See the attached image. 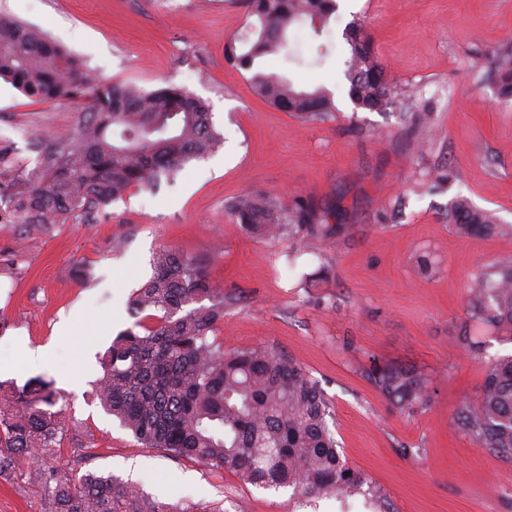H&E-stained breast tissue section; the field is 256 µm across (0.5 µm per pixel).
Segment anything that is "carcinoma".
<instances>
[{"label": "carcinoma", "instance_id": "cac0c4a2", "mask_svg": "<svg viewBox=\"0 0 512 512\" xmlns=\"http://www.w3.org/2000/svg\"><path fill=\"white\" fill-rule=\"evenodd\" d=\"M258 20L256 37L224 45V60L251 73L254 92L266 102L308 121L331 119L336 106L323 87L305 88L255 64L279 54L288 33L306 20L315 32L330 25L337 0H247ZM344 80L354 108L381 112L406 105L377 60L361 19L347 23ZM504 95H512V54L496 71ZM0 79L28 97L85 102L76 139H35L37 165L22 181L0 179V209L10 222L43 227L80 215L90 219L129 189L152 190L173 180L191 160L223 143L208 106L183 87L143 91L98 81L78 57L9 14L0 13ZM227 210L258 235L288 236L305 248L330 237L333 211L307 195L283 204L254 192ZM448 223L461 237L512 227L495 223L467 200H455ZM141 322L112 341L100 359L96 394L146 448L166 451L231 471L264 488H288L309 502L334 497L342 512L358 498L372 512H394L390 499L342 459L327 417L330 404L311 375L283 353L266 347L226 349L210 340L224 319V289L214 287L195 260L164 246L152 257V275L132 301ZM468 314L487 331L512 334V259L492 265L468 289ZM390 402L406 408L429 397L427 377L413 367L381 365L364 370ZM60 395L51 383L21 387L0 383V479L10 480L19 463L37 449L56 456L63 436ZM459 429L482 448L512 458V356L491 358L480 397L463 405ZM44 497L46 512H163L110 474L29 473Z\"/></svg>", "mask_w": 512, "mask_h": 512}]
</instances>
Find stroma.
I'll return each mask as SVG.
<instances>
[{"label": "stroma", "mask_w": 512, "mask_h": 512, "mask_svg": "<svg viewBox=\"0 0 512 512\" xmlns=\"http://www.w3.org/2000/svg\"><path fill=\"white\" fill-rule=\"evenodd\" d=\"M80 57L99 80L150 91L173 84L205 100L224 136L158 192L129 190L95 220L41 229L0 224V360L17 344L44 360L2 382L52 380L64 405V473L97 470L135 484L163 512H341L332 501L299 508L287 489L142 447L101 408L99 354L132 326L128 307L151 274L153 251L194 258L223 288L214 328L225 348H276L305 368L329 403L330 426L350 467L390 498L395 512H512V459L478 447L455 415L481 390L486 359L512 354V335H482L467 316L468 286L512 236H458L456 198L512 225V99L494 59L512 49V0H343L335 23L288 37L263 71L305 87L339 90L352 16L387 74L428 101V119L337 101L334 119L305 121L259 98L224 45L248 34L246 0H0V12ZM80 104L41 102L0 81V173L21 179L33 139L75 134ZM262 191L312 196L342 213L318 253L295 240L247 232L228 202ZM399 208L393 223L380 212ZM17 252L19 265L4 264ZM418 369L429 398L391 405L364 377L370 362ZM30 464L0 480V512H44Z\"/></svg>", "instance_id": "35a3bbf8"}]
</instances>
